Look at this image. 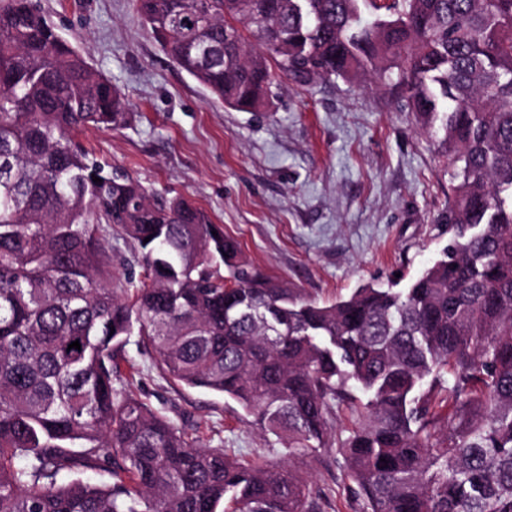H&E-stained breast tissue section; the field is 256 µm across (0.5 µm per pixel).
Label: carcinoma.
<instances>
[{"mask_svg":"<svg viewBox=\"0 0 512 512\" xmlns=\"http://www.w3.org/2000/svg\"><path fill=\"white\" fill-rule=\"evenodd\" d=\"M134 6L241 112L267 107L280 75L399 90L447 160L448 246L405 288L301 296L188 197L86 149L85 128L126 124L125 96L38 0H0V512H321L290 468L199 447L116 386L134 334L290 456L357 414L337 448L363 512H512V0ZM104 224L144 270L119 290Z\"/></svg>","mask_w":512,"mask_h":512,"instance_id":"carcinoma-1","label":"carcinoma"}]
</instances>
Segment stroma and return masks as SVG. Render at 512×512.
Returning a JSON list of instances; mask_svg holds the SVG:
<instances>
[{
	"instance_id": "stroma-1",
	"label": "stroma",
	"mask_w": 512,
	"mask_h": 512,
	"mask_svg": "<svg viewBox=\"0 0 512 512\" xmlns=\"http://www.w3.org/2000/svg\"><path fill=\"white\" fill-rule=\"evenodd\" d=\"M58 33L116 84L130 121L89 127L80 141L145 185L206 210L263 273L330 303L366 284L410 282L448 243L446 159L396 93L336 79L307 91L282 80L271 106L240 112L210 95L161 50L133 0H40ZM118 384L197 444L275 464L285 450L231 398L184 387L137 340ZM292 465L323 512H361L335 448Z\"/></svg>"
}]
</instances>
